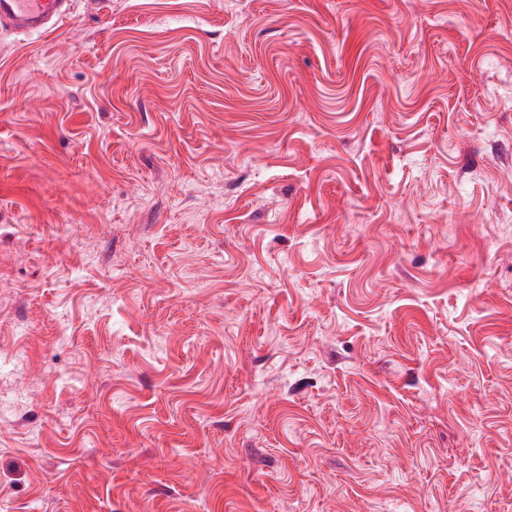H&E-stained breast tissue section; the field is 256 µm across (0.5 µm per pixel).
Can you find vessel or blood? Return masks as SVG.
Wrapping results in <instances>:
<instances>
[{
    "instance_id": "obj_1",
    "label": "vessel or blood",
    "mask_w": 512,
    "mask_h": 512,
    "mask_svg": "<svg viewBox=\"0 0 512 512\" xmlns=\"http://www.w3.org/2000/svg\"><path fill=\"white\" fill-rule=\"evenodd\" d=\"M73 0H0V24L26 34L54 29L72 14Z\"/></svg>"
}]
</instances>
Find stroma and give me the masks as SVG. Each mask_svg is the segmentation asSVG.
Returning a JSON list of instances; mask_svg holds the SVG:
<instances>
[{
  "mask_svg": "<svg viewBox=\"0 0 512 512\" xmlns=\"http://www.w3.org/2000/svg\"><path fill=\"white\" fill-rule=\"evenodd\" d=\"M0 399V512H512V0L0 28Z\"/></svg>",
  "mask_w": 512,
  "mask_h": 512,
  "instance_id": "obj_1",
  "label": "stroma"
}]
</instances>
